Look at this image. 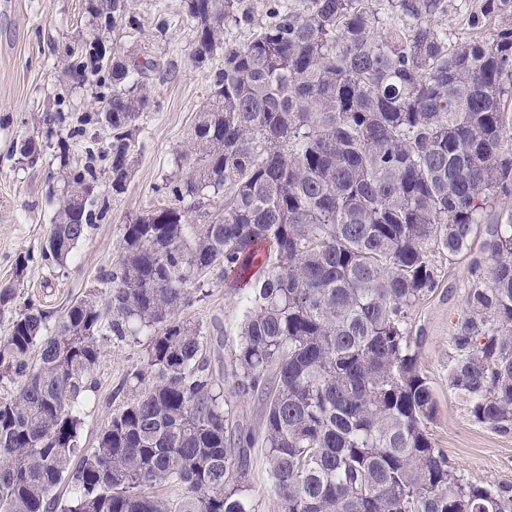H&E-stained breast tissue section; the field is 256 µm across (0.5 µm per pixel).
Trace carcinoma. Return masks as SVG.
<instances>
[{
  "label": "carcinoma",
  "instance_id": "cac0c4a2",
  "mask_svg": "<svg viewBox=\"0 0 512 512\" xmlns=\"http://www.w3.org/2000/svg\"><path fill=\"white\" fill-rule=\"evenodd\" d=\"M264 7L256 23L245 0H181L193 61L223 63L177 170L154 186L165 204L125 225L100 287L58 317L17 305L16 284L30 263L65 270L110 217L158 69L108 47L139 25L130 0H84L87 33L63 59L95 107L53 94L11 152L23 168L53 151L61 189L45 245L0 286V380L16 385L0 401V512H257L256 445L281 512H512V484L472 482L434 448L410 321L439 287L428 243L470 256L448 387L475 422L512 433V0ZM448 13L461 16L453 39L435 24ZM229 27L253 32L228 43ZM169 28L159 2L154 37ZM214 279L245 303L232 392L257 399L256 429L226 399L206 332L181 317ZM142 338L126 401L80 447L103 345ZM162 483L181 498L145 492Z\"/></svg>",
  "mask_w": 512,
  "mask_h": 512
}]
</instances>
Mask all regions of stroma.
Wrapping results in <instances>:
<instances>
[{
    "mask_svg": "<svg viewBox=\"0 0 512 512\" xmlns=\"http://www.w3.org/2000/svg\"><path fill=\"white\" fill-rule=\"evenodd\" d=\"M83 3L0 0V284L13 281L19 255L38 252L44 245L52 215L48 196L54 185L47 179L52 155H45L35 167L16 168L9 159L13 141L35 133L32 117L42 111L50 94L63 93L69 108L77 111L89 109L92 103L89 91L71 89L61 67L65 44L79 39L87 29ZM150 3L134 0L139 29L112 35L114 49L137 46L160 64L150 81L154 106L140 121L142 131L127 189L114 197L109 220L96 225L75 248L65 274L35 264L26 271L23 295L59 312L111 269L119 256L124 225L158 204L154 187L170 174L173 157L184 146L194 117L210 93L208 70L196 66L190 56L191 31L176 20L166 39H155ZM428 252L440 271V285L411 311L413 331L421 340L419 365L437 403L428 432L434 447L470 481L512 483V434L502 435L474 422L468 401L448 386V353L464 309L470 259L447 258L433 246ZM184 316L212 331L211 366L215 373L229 374L242 317L239 295L210 283ZM144 357L145 348L139 343L104 344L95 371L96 389L82 404L81 447L95 446L102 427L125 401L118 387ZM247 482L258 512H281L270 489L262 449L251 451Z\"/></svg>",
    "mask_w": 512,
    "mask_h": 512,
    "instance_id": "stroma-1",
    "label": "stroma"
}]
</instances>
